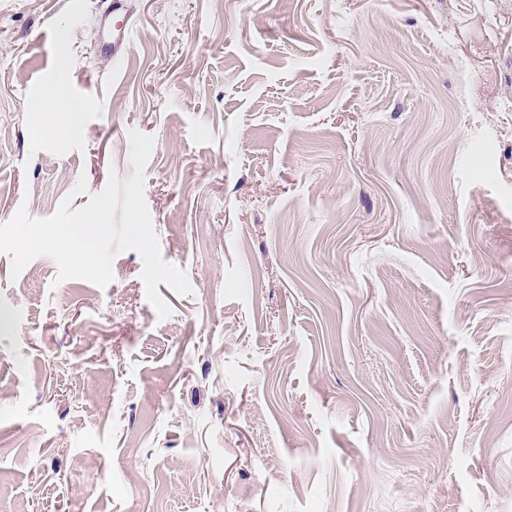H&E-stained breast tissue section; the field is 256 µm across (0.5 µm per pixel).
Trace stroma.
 <instances>
[{
    "mask_svg": "<svg viewBox=\"0 0 512 512\" xmlns=\"http://www.w3.org/2000/svg\"><path fill=\"white\" fill-rule=\"evenodd\" d=\"M130 6L0 0V224L138 129L193 293L0 253V512H512V0ZM129 1L127 0H105L108 3L105 12L106 17L112 14V18H120L119 29L123 30V35L112 40V45H102V50L106 54H112V58L118 57L127 51L129 41V31L131 26L132 13L129 10ZM29 110L36 113L47 111L58 113V120L54 125L48 126L47 132L59 145L67 144L77 125L76 115L71 112L77 111L64 107L61 96L56 90L50 89L41 97L33 99Z\"/></svg>",
    "mask_w": 512,
    "mask_h": 512,
    "instance_id": "stroma-1",
    "label": "stroma"
}]
</instances>
